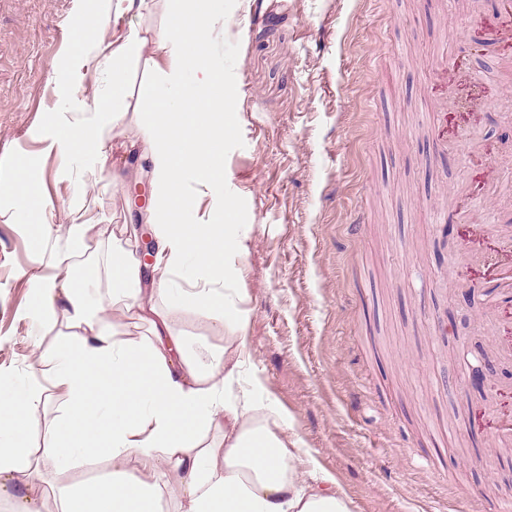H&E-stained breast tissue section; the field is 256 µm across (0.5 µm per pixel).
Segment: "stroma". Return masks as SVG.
Instances as JSON below:
<instances>
[{"instance_id": "1", "label": "stroma", "mask_w": 512, "mask_h": 512, "mask_svg": "<svg viewBox=\"0 0 512 512\" xmlns=\"http://www.w3.org/2000/svg\"><path fill=\"white\" fill-rule=\"evenodd\" d=\"M210 62L224 72L233 133L224 195L244 253L227 281L249 312L243 330L258 397L288 420L303 469L333 476L351 512H496L512 502V456L485 455L491 430L468 434L461 408L503 404L466 393L463 376L493 348L477 225L512 223V32L490 39L489 0H224ZM105 16L104 44L128 28L157 31L167 0L137 13L113 0H0V367L15 384L59 347L65 318L35 325L33 275L93 267L90 311L138 341L148 326L112 302V245L134 249L128 148L146 149V47L126 66L124 126L111 140L117 186L94 184L86 161H60L47 133L66 134L112 107L111 60L74 80L72 31ZM448 131L435 155V130ZM24 171L25 184L13 174ZM27 190L32 207L17 210ZM91 204L84 245L62 232L80 192ZM453 224L443 234L444 224ZM195 356L224 344L194 309L169 310ZM435 467H427L428 458Z\"/></svg>"}]
</instances>
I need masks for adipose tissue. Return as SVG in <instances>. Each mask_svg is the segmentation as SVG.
Returning <instances> with one entry per match:
<instances>
[{
    "label": "adipose tissue",
    "instance_id": "1",
    "mask_svg": "<svg viewBox=\"0 0 512 512\" xmlns=\"http://www.w3.org/2000/svg\"><path fill=\"white\" fill-rule=\"evenodd\" d=\"M168 4L166 24L153 37L133 27L112 49L111 111L49 140L60 153L86 159L95 183L111 186L109 142L126 119L123 66L154 43L159 80L140 89L151 114L148 148L139 158L156 191L154 268L160 276L150 280L129 252L115 248L112 299L139 311L156 296L174 307L192 306L224 329V346L211 349L207 360L193 357L163 318L150 321L145 342L125 341L114 333L108 311L89 313L69 272L36 277L42 321L64 313L76 333L57 352L40 356L44 381L0 382V499L10 500L11 512H43L37 490L40 459L47 455L64 470L95 457L112 464L103 481L61 486L54 512H161L167 496L184 504V512H350L335 479L307 480L283 439V416L257 402L241 377L246 357L240 332L248 314L217 290L243 253L237 225L221 218L233 208L220 179L218 148L232 133L224 99L174 108L158 92L159 83L178 84L189 65L202 88L220 81L206 47L224 0ZM205 197L211 203L203 215ZM187 265L191 286L170 288L167 273ZM59 392L65 407L54 423H44L39 409ZM218 425L224 428L220 447L205 440ZM38 432L45 443L35 448L30 439Z\"/></svg>",
    "mask_w": 512,
    "mask_h": 512
}]
</instances>
